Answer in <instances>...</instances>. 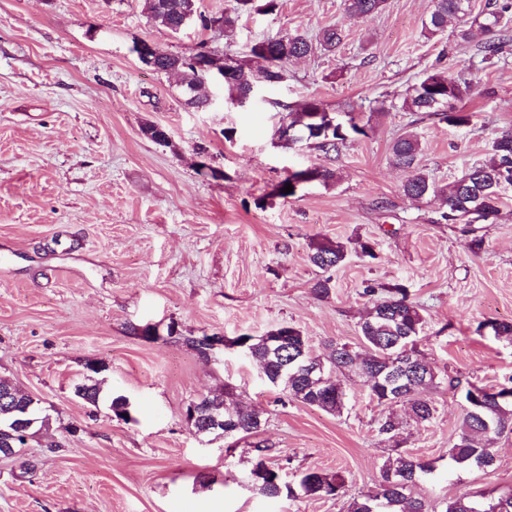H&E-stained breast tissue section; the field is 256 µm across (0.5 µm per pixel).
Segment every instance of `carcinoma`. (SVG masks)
<instances>
[{
	"label": "carcinoma",
	"mask_w": 512,
	"mask_h": 512,
	"mask_svg": "<svg viewBox=\"0 0 512 512\" xmlns=\"http://www.w3.org/2000/svg\"><path fill=\"white\" fill-rule=\"evenodd\" d=\"M186 0H144L143 10L147 18L157 26L171 32L180 24ZM386 0H344L347 12L361 18H370L380 13ZM470 8V0H434L433 9L424 23L431 36L443 32L448 25L463 20ZM512 6L490 0L482 17L474 19L478 30L486 36L483 43L485 56L498 54L503 41L502 31L507 29L504 16ZM342 31L336 27L323 29L316 39L296 32L286 33L276 40L250 47V56L263 61L254 68L250 61L237 59L235 73L224 80V100L233 102L247 91L258 79L267 76L285 77L288 63L296 58L309 56L320 50L331 52L342 42ZM195 58H203L214 67L224 64V57L214 50L197 51L186 56L166 52L160 56L157 72L179 77L180 89L187 104L203 109L207 99L195 91L200 77L192 65ZM472 94L471 85L452 76L434 73L412 87L404 98L402 107L427 117H435L450 127L461 128L471 124L472 113L457 107V103ZM350 126L335 122V116L316 99L305 102L302 107L289 113L288 127L292 135L303 138L313 149L329 154L339 150V145L355 136H366L365 127L349 117ZM512 145V132H504L492 144L493 156L483 165H474L465 170L449 185L438 186L423 172L416 170L421 143L413 133L397 138L390 147L391 161L403 169H412L414 174L404 183L403 195L410 200H420L431 194L441 196L446 211L441 218L451 224L464 223L469 232H477L476 225L494 221L500 214L504 192L512 187V148L503 149V144ZM346 257L345 246L340 242L322 239L310 245L309 262L327 270L338 266ZM365 293L372 296L371 307L359 323L360 334L366 347L365 354L352 351L345 344L333 341L325 346L320 355L313 354L308 339L294 327L281 326L262 336L242 334L229 342L253 358L261 367L264 376L278 388L283 398L298 400L317 407L327 413L340 415L346 404L344 381L363 375L369 383L370 397L382 407L378 423V435L387 441L398 442L401 425L394 415L399 405L410 407L409 417L417 425H425L434 419L437 412L434 401L423 395V391L436 384L432 376L423 379L417 376L424 357L417 349L424 317L420 308L409 299L405 285L395 283L376 289L369 286ZM495 337L512 340V322L488 320L480 325ZM167 338L181 342L195 350L206 360L205 337L177 336L175 330H167ZM302 356L325 367L326 381L317 383L305 376L288 382L277 380L278 359L290 360ZM503 393L501 386H475L466 389L465 395L473 396L463 410L455 443L448 451L451 462L463 469L487 470L496 464L494 443L496 439L512 433V401L497 399ZM75 394L91 405H98L100 388L97 381L85 377L75 386ZM22 407L40 417L29 430L33 436L49 429V417L39 416L38 406L31 395L15 385L0 381V426L13 421ZM200 414L205 418H216L226 424L238 425V434L243 438L257 436L265 425L260 412L241 405L229 387L224 391L199 399ZM112 413L126 422H134L130 416L127 397L111 398ZM254 452L253 467L249 480L264 496L278 499H337L344 495L345 477L321 470H308L289 483L283 480L281 469L267 464L273 446L264 440L250 442ZM430 465L418 458L399 452L388 458L380 469V480L373 490L351 498L347 512H430L427 503L409 495L412 487L428 476ZM444 512H512V493L494 495V491L476 494L461 492L448 499Z\"/></svg>",
	"instance_id": "carcinoma-1"
}]
</instances>
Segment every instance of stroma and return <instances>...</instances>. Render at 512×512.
Here are the masks:
<instances>
[{
  "instance_id": "1",
  "label": "stroma",
  "mask_w": 512,
  "mask_h": 512,
  "mask_svg": "<svg viewBox=\"0 0 512 512\" xmlns=\"http://www.w3.org/2000/svg\"><path fill=\"white\" fill-rule=\"evenodd\" d=\"M432 8L387 0L362 19L342 0H280L275 13L242 15L227 37L197 23L178 33L156 26L142 0H0V379L40 399L50 418L21 455L0 457V512H345L391 453L363 378L346 381L347 407L334 416L281 402L246 353L206 361L165 334L260 336L289 325L314 352L331 340L360 352L365 288L394 283L424 316L419 349L438 374L426 392L431 423L395 409L407 422L401 452L436 465L414 496L441 512L463 491L512 490V434L497 441L492 470L448 458L465 385L512 380V341L482 327L512 321V190L499 218L471 234L441 220L440 198L407 199L410 173L390 160L392 142L412 130L419 166L438 185L488 162L494 139L512 132V40L484 58L482 34L465 42L452 25L427 35ZM328 26L343 32L336 51L291 62L287 79L245 109L225 106L213 85L210 107H189L176 77L143 68L132 51L146 41L187 55L204 43L241 57L264 38ZM436 72L473 83L460 104L470 126L402 109L407 90ZM309 99L353 113L367 135L329 155L277 145L275 129ZM148 123L167 143L143 134ZM312 164L335 170V183L272 196ZM322 239L348 248L325 298L308 259ZM364 241L374 258L362 256ZM145 325L159 340L134 335ZM90 363L102 367L104 393L128 398L132 422L75 396ZM227 384L266 418L262 436L286 481L338 472L345 496L266 498L248 479L244 442L194 434L185 406ZM25 461L34 471L22 472Z\"/></svg>"
}]
</instances>
